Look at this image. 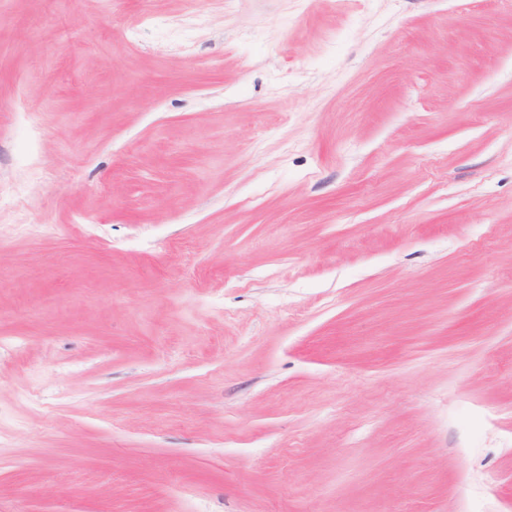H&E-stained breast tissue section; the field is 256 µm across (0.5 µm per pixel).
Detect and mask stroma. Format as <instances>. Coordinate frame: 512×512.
I'll use <instances>...</instances> for the list:
<instances>
[{"label":"stroma","mask_w":512,"mask_h":512,"mask_svg":"<svg viewBox=\"0 0 512 512\" xmlns=\"http://www.w3.org/2000/svg\"><path fill=\"white\" fill-rule=\"evenodd\" d=\"M0 336V512H512V0H0Z\"/></svg>","instance_id":"35a3bbf8"}]
</instances>
